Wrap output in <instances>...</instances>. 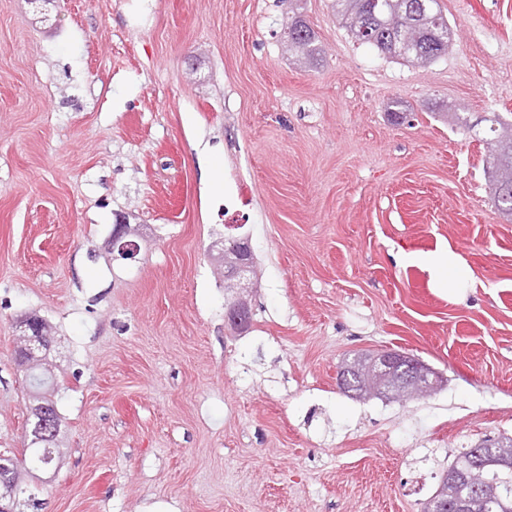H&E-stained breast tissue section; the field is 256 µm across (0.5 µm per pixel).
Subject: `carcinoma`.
<instances>
[{
    "label": "carcinoma",
    "instance_id": "carcinoma-1",
    "mask_svg": "<svg viewBox=\"0 0 512 512\" xmlns=\"http://www.w3.org/2000/svg\"><path fill=\"white\" fill-rule=\"evenodd\" d=\"M337 13L352 37L380 53L406 62L427 64L448 51L455 33L438 9L437 0H336ZM288 43L307 63L320 60L321 49L316 35L302 16L289 17ZM493 160L494 196L498 206L512 215V123L493 114L487 119ZM27 377L37 404L55 405L53 382L48 369L36 362L29 367ZM56 442L40 444L31 449V462L40 469L47 460L56 457ZM471 481L486 499L493 512H512V467L486 465L474 469Z\"/></svg>",
    "mask_w": 512,
    "mask_h": 512
}]
</instances>
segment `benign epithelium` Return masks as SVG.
<instances>
[{
    "mask_svg": "<svg viewBox=\"0 0 512 512\" xmlns=\"http://www.w3.org/2000/svg\"><path fill=\"white\" fill-rule=\"evenodd\" d=\"M129 225L116 224L112 232V249L118 251L122 257L135 254V244L127 239ZM230 243L234 250L237 263L231 268L224 269V287L233 292L231 302L227 306L226 317L231 326L243 330L249 326L250 316L246 302L240 297L238 290L246 287L245 281L254 273V257L245 239L240 237H227L219 241V244ZM21 325L27 329V333L21 336V347L17 349V361L20 365H26L27 359L35 355V351L43 349V346L52 343L48 324L42 319L27 317L21 321ZM367 368L380 379V386L375 392L378 398H394L393 387L386 383L390 374H401L399 386L404 387L411 396H424L428 394L429 387L437 386L440 376L433 368L429 367L415 356L397 351H381L377 353ZM363 373V368L355 362L342 364L337 371V385L343 392L354 390L352 378ZM34 423L29 437L31 444L36 445L51 439L56 433L60 421L48 423L43 410H34ZM21 459L11 455L0 454V512H15L17 496L21 492L19 487V468ZM477 502V494L472 492L466 498H460L453 503L448 500L433 496L429 500L430 512H474L473 505Z\"/></svg>",
    "mask_w": 512,
    "mask_h": 512,
    "instance_id": "benign-epithelium-1",
    "label": "benign epithelium"
}]
</instances>
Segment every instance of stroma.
<instances>
[{
  "mask_svg": "<svg viewBox=\"0 0 512 512\" xmlns=\"http://www.w3.org/2000/svg\"><path fill=\"white\" fill-rule=\"evenodd\" d=\"M426 64L302 0H0V453L23 456L26 316L46 320L63 424L42 512H423L460 452L512 436V216L483 120H512V0H438ZM224 155V192L204 165ZM126 224L137 251L112 253ZM248 237L251 325L209 248ZM449 246V301L398 253ZM414 355L436 393L363 400L341 362ZM288 1V32L287 38L291 48L304 59L306 63L318 64L321 56V49L316 42V35L309 24L302 18L301 15H297L293 12L292 16L289 13L293 11L291 7L293 0H282L283 4ZM291 9V10H290Z\"/></svg>",
  "mask_w": 512,
  "mask_h": 512,
  "instance_id": "obj_1",
  "label": "stroma"
}]
</instances>
